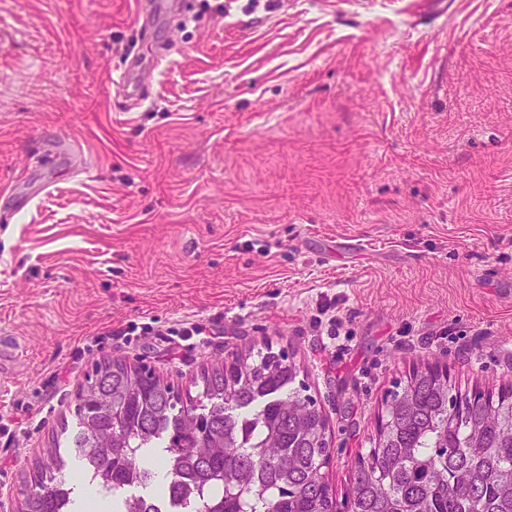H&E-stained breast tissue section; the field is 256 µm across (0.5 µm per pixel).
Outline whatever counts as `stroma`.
<instances>
[{
  "label": "stroma",
  "mask_w": 512,
  "mask_h": 512,
  "mask_svg": "<svg viewBox=\"0 0 512 512\" xmlns=\"http://www.w3.org/2000/svg\"><path fill=\"white\" fill-rule=\"evenodd\" d=\"M188 2L142 32L136 0H0V512L48 448L80 470L103 360L182 390L286 350L340 501L413 369L512 381V0Z\"/></svg>",
  "instance_id": "obj_1"
}]
</instances>
